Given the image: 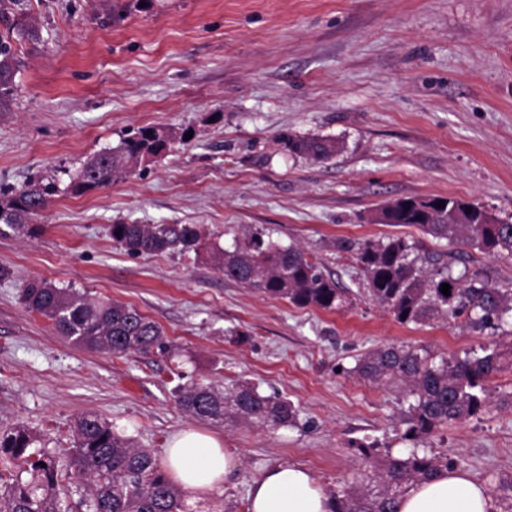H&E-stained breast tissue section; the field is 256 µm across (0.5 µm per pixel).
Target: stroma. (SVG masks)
Returning a JSON list of instances; mask_svg holds the SVG:
<instances>
[{
	"instance_id": "35a3bbf8",
	"label": "stroma",
	"mask_w": 512,
	"mask_h": 512,
	"mask_svg": "<svg viewBox=\"0 0 512 512\" xmlns=\"http://www.w3.org/2000/svg\"><path fill=\"white\" fill-rule=\"evenodd\" d=\"M34 26L11 111L0 112V187L77 170L138 127L191 139L112 187L62 193L33 234L0 235V428L21 422L71 448L96 412L162 455L183 429L217 435L239 477L220 512H245L269 467L309 468L323 488L363 469L356 441L404 451L401 390L352 372L383 344L461 357L488 344L441 319L402 325L371 300L342 238L378 241L375 212L400 198L453 196L512 223V0H0V33ZM335 140L316 162L281 134ZM200 224L231 247L262 230L321 263L349 308H297L243 288L199 254L134 256L111 225ZM137 308L166 347L114 356L61 336L19 300L26 281ZM247 381L288 398L294 423L265 430L196 421L176 385ZM486 410L426 445L487 486L512 474V369Z\"/></svg>"
}]
</instances>
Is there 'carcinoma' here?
Returning <instances> with one entry per match:
<instances>
[{
  "instance_id": "cac0c4a2",
  "label": "carcinoma",
  "mask_w": 512,
  "mask_h": 512,
  "mask_svg": "<svg viewBox=\"0 0 512 512\" xmlns=\"http://www.w3.org/2000/svg\"><path fill=\"white\" fill-rule=\"evenodd\" d=\"M18 60L7 35L0 36V112L10 110ZM187 130L140 127L112 148L104 149L69 175L65 190L81 195L132 174L165 156ZM280 139L292 153L323 162L336 154L330 139ZM59 192L53 182L31 183L8 199L0 198V233L7 228L31 233L28 220L46 208ZM403 198L381 211L384 223L414 227L434 238L494 255H512V224H482L481 207L455 198ZM471 213H466V210ZM115 245L132 255L177 251L199 252L205 235L197 224H114ZM336 248L353 255L369 296L400 324H423L435 318L466 316V326L498 330L512 313V289H503L483 269L458 277L440 255L420 252L413 239L389 236L384 241L340 239ZM211 260L224 277L294 306L335 311L351 304L348 291L324 273L320 264L295 246H282L260 230L226 250L211 248ZM450 285V295L441 285ZM26 308L53 320L73 344L123 356L163 348L161 327L135 307L112 300L92 301L68 288L32 281L20 288ZM505 352L495 342L462 358H436L409 345H382L356 362L354 372L376 385L405 391L407 428L401 439L406 452L377 451L378 445L355 446L365 464L359 477L327 494L331 512H397L398 499L418 482L453 468L445 454L419 452L417 442L436 431L469 419L487 406L488 384L504 370ZM179 407L201 421L228 420L275 429L296 420L291 402L263 395L251 383H234L219 391L204 383L174 390ZM39 435L23 424L0 429V512H186V492L160 466L155 454L118 432L112 423L89 411L74 424L73 450L61 457L36 448ZM512 512V476L492 489Z\"/></svg>"
}]
</instances>
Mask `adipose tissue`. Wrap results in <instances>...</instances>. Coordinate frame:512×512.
Instances as JSON below:
<instances>
[{"label": "adipose tissue", "mask_w": 512, "mask_h": 512, "mask_svg": "<svg viewBox=\"0 0 512 512\" xmlns=\"http://www.w3.org/2000/svg\"><path fill=\"white\" fill-rule=\"evenodd\" d=\"M164 460L169 475L195 501L223 492L237 475L235 455L221 439L193 429L173 436ZM247 501V512H331L330 498L312 473L287 463L254 480ZM397 512H496V503L485 484L444 470L412 485L399 499Z\"/></svg>", "instance_id": "ef3b65f1"}]
</instances>
